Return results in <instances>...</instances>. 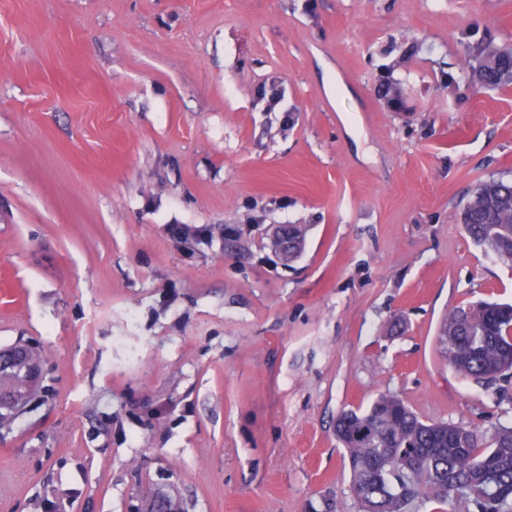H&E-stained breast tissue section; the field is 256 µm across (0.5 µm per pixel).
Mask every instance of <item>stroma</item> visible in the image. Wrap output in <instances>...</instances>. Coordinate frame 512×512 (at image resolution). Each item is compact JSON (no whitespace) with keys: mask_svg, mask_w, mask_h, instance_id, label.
I'll list each match as a JSON object with an SVG mask.
<instances>
[{"mask_svg":"<svg viewBox=\"0 0 512 512\" xmlns=\"http://www.w3.org/2000/svg\"><path fill=\"white\" fill-rule=\"evenodd\" d=\"M487 28L512 0H0V350L44 376L0 512H359L340 412L512 425L437 344L512 302L459 221L512 179V87L446 86Z\"/></svg>","mask_w":512,"mask_h":512,"instance_id":"stroma-1","label":"stroma"}]
</instances>
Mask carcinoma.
I'll list each match as a JSON object with an SVG mask.
<instances>
[{
  "instance_id": "carcinoma-1",
  "label": "carcinoma",
  "mask_w": 512,
  "mask_h": 512,
  "mask_svg": "<svg viewBox=\"0 0 512 512\" xmlns=\"http://www.w3.org/2000/svg\"><path fill=\"white\" fill-rule=\"evenodd\" d=\"M467 74L448 75L458 99L512 86V47L491 29L466 44ZM464 229L478 245L512 262V181L490 177L471 191ZM439 351L456 371L496 382L512 370V305L458 306L438 329ZM40 377L0 373V432L39 396ZM336 440L362 512H407L416 500L461 502L468 512H512V425L491 432L447 422H424L396 395L381 394L365 410L336 418Z\"/></svg>"
}]
</instances>
